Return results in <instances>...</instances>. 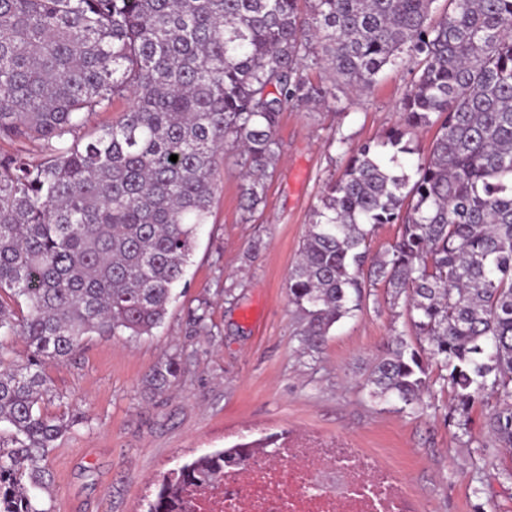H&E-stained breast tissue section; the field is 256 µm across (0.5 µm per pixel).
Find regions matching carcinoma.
I'll return each instance as SVG.
<instances>
[{
    "label": "carcinoma",
    "instance_id": "obj_1",
    "mask_svg": "<svg viewBox=\"0 0 512 512\" xmlns=\"http://www.w3.org/2000/svg\"><path fill=\"white\" fill-rule=\"evenodd\" d=\"M406 64L400 120L350 151L330 183L288 274L303 349L383 284L404 300L415 336L400 334L367 376L379 401L412 409L437 367L455 411L491 397L492 445L512 451V0H0V342L29 348L0 370V512H46L49 449L84 413L49 417L42 366L89 336H150L186 283L207 223L222 154L244 168L246 210L265 202L278 160L276 130L290 105L340 101L336 87L370 89ZM322 65L323 87L301 75ZM133 94L122 119L74 137L93 115ZM434 129L414 175L416 133ZM178 156L170 161V156ZM399 226L381 255L376 229ZM208 305L190 310L208 329ZM180 375L159 361L147 388ZM257 444L198 457L163 479L149 512H185Z\"/></svg>",
    "mask_w": 512,
    "mask_h": 512
}]
</instances>
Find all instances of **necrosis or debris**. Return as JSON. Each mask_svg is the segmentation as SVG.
Returning a JSON list of instances; mask_svg holds the SVG:
<instances>
[{"label":"necrosis or debris","instance_id":"necrosis-or-debris-1","mask_svg":"<svg viewBox=\"0 0 512 512\" xmlns=\"http://www.w3.org/2000/svg\"><path fill=\"white\" fill-rule=\"evenodd\" d=\"M406 488L392 467L358 448L286 445L224 469L190 512H406Z\"/></svg>","mask_w":512,"mask_h":512}]
</instances>
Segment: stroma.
<instances>
[{
    "mask_svg": "<svg viewBox=\"0 0 512 512\" xmlns=\"http://www.w3.org/2000/svg\"><path fill=\"white\" fill-rule=\"evenodd\" d=\"M413 76L388 66L363 96L341 106L293 105L276 133L280 159L264 204L241 208V168L229 154L199 231L187 284L151 336L88 337L83 349L45 373L54 417L78 409L75 425L43 465L38 498L46 512H147L164 475L199 456L287 433L369 449L395 468L415 512H512V459L487 441L488 408L461 418L440 384L421 405L369 397L364 380L393 332L409 334L387 288L369 289L361 312L343 319L318 353L303 351L301 319L286 280L326 186L341 174L344 151L377 139L399 120ZM209 304V334H191L187 313ZM178 381L149 393L145 378L162 358Z\"/></svg>",
    "mask_w": 512,
    "mask_h": 512,
    "instance_id": "obj_1",
    "label": "stroma"
}]
</instances>
